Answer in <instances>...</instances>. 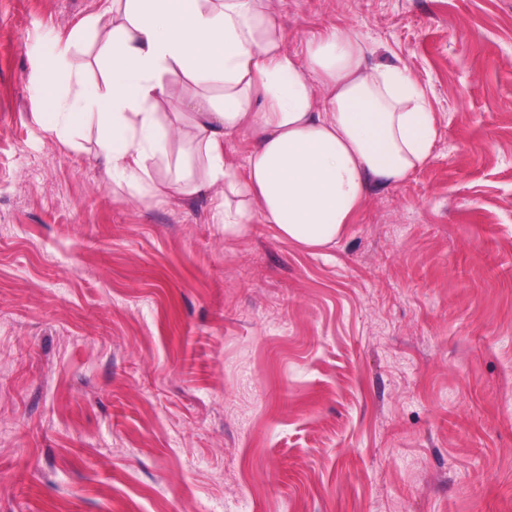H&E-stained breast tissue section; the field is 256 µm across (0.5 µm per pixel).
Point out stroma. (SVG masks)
Listing matches in <instances>:
<instances>
[{
    "mask_svg": "<svg viewBox=\"0 0 512 512\" xmlns=\"http://www.w3.org/2000/svg\"><path fill=\"white\" fill-rule=\"evenodd\" d=\"M98 0H0V512H512V0H274L404 69L429 161L335 246L134 204L41 63Z\"/></svg>",
    "mask_w": 512,
    "mask_h": 512,
    "instance_id": "35a3bbf8",
    "label": "stroma"
}]
</instances>
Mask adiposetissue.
<instances>
[{"label": "adipose tissue", "instance_id": "obj_1", "mask_svg": "<svg viewBox=\"0 0 512 512\" xmlns=\"http://www.w3.org/2000/svg\"><path fill=\"white\" fill-rule=\"evenodd\" d=\"M272 2L101 0L77 26L99 43L101 83L78 73L59 90L67 47L42 61L50 131L67 145L75 123L96 120L104 175L134 200L203 193L227 235L269 224L304 249L335 245L373 190L429 160L435 120L361 38L333 26L289 50ZM244 131L239 165L227 147Z\"/></svg>", "mask_w": 512, "mask_h": 512}]
</instances>
